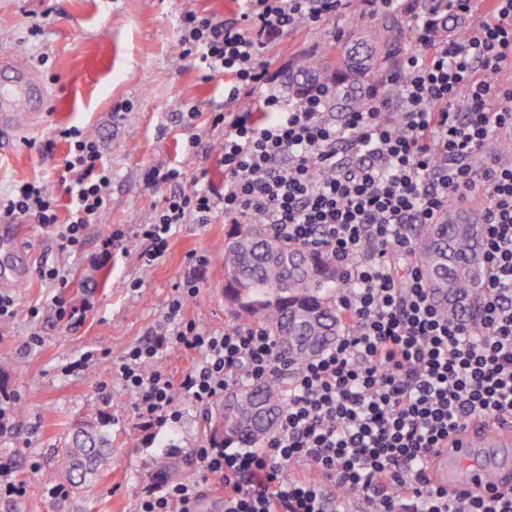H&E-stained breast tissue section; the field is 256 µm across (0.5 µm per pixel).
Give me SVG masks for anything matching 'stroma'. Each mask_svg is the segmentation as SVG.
<instances>
[{"instance_id":"35a3bbf8","label":"stroma","mask_w":512,"mask_h":512,"mask_svg":"<svg viewBox=\"0 0 512 512\" xmlns=\"http://www.w3.org/2000/svg\"><path fill=\"white\" fill-rule=\"evenodd\" d=\"M228 19L235 0H0V52L9 51L49 88L48 115L18 133L9 148L0 147V193L29 179L53 190L59 218H67L70 197L61 177L68 143L60 130L76 126L100 140L112 167L110 204L99 223L89 225L79 256L62 253L54 233L19 222L25 257L19 270L0 273V292L17 302L14 318L0 324V393L19 397L11 427L0 433V456L11 459L16 477L28 485L24 499L0 495V512H138L156 459L169 447L185 452L205 444L212 408L186 396L176 402L178 417L165 426L142 427L132 394L112 376L113 363L133 347L152 340L165 322L168 304L182 280L191 254L208 258L200 292L182 311L184 319L220 331L234 319L220 296L224 286L223 242L229 227L221 211L208 224L178 225L165 256L142 266L137 247L106 252L104 240L113 225L133 228L154 223L171 193L144 181L157 163L182 170L184 188L200 181L215 193L224 190L217 163L223 128L212 125L224 109V76H206L193 57L184 56L180 20L185 12ZM358 20L347 13L318 23L300 24L269 43L263 59L292 79L293 61L301 53H318L334 34L361 39L376 18L359 6ZM42 30L30 34L31 22ZM199 115L192 125L180 119L188 108ZM62 266L66 288L48 283L43 268ZM71 304L88 305L82 322L59 320L55 295ZM38 316H31V307ZM95 356L81 373H66L81 355ZM104 422L112 441L108 467L81 493L56 495L43 483L56 465L72 427L81 421Z\"/></svg>"}]
</instances>
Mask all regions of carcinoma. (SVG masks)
Returning a JSON list of instances; mask_svg holds the SVG:
<instances>
[{"label":"carcinoma","instance_id":"obj_1","mask_svg":"<svg viewBox=\"0 0 512 512\" xmlns=\"http://www.w3.org/2000/svg\"><path fill=\"white\" fill-rule=\"evenodd\" d=\"M440 9L437 0H422L413 13L383 11L355 45L336 40L324 56L303 54L295 60L300 73H312L335 86L346 81L373 82L399 69L401 53L416 18ZM481 207L448 205L437 224L412 228L413 258L442 311L473 320L484 280L480 258ZM224 300L236 323L264 328L277 343V361L297 365L330 348L342 331L336 308V268L306 247L272 235L257 218L235 224L224 240ZM286 403L281 382L269 379L224 397L216 406L209 440L219 448L236 444L255 448L268 435ZM109 437L97 422L77 424L63 448L60 465L44 480H65L78 491L108 462ZM153 474L160 480L191 478L181 453L165 454Z\"/></svg>","mask_w":512,"mask_h":512}]
</instances>
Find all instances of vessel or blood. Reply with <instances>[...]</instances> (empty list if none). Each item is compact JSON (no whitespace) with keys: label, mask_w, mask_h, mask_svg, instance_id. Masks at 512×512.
<instances>
[{"label":"vessel or blood","mask_w":512,"mask_h":512,"mask_svg":"<svg viewBox=\"0 0 512 512\" xmlns=\"http://www.w3.org/2000/svg\"><path fill=\"white\" fill-rule=\"evenodd\" d=\"M39 79L9 62L0 63V131L12 134L33 125L40 117L35 103L47 98ZM512 443V420L494 418L482 421L467 432L450 437L447 447L433 451L428 471L438 486L448 490L477 491L490 484L512 487V470L505 464H486L479 457L492 448Z\"/></svg>","instance_id":"obj_1"}]
</instances>
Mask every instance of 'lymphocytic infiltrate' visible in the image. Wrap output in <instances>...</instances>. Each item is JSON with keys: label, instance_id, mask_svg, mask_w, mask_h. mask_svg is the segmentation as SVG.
Instances as JSON below:
<instances>
[{"label": "lymphocytic infiltrate", "instance_id": "obj_1", "mask_svg": "<svg viewBox=\"0 0 512 512\" xmlns=\"http://www.w3.org/2000/svg\"><path fill=\"white\" fill-rule=\"evenodd\" d=\"M234 18L187 12L181 44L207 76L226 75L218 163L224 193L183 190V173L150 166L147 185L171 187L156 220L136 230L115 226L106 243H139L150 267L168 250L176 225L228 224L260 216L274 234L323 254L341 272L337 304L347 327L333 347L279 371L276 344L258 326L223 331L180 321L197 297L208 259L191 255L154 339L132 348L112 374L135 396L143 426L175 419L185 394L206 406L238 388L280 377L286 405L273 433L255 448L195 451L202 470L224 487V512H338L356 495L360 512H512V489L449 496L425 469L432 449L478 419L512 417V164L481 159L491 133L512 132V0H451V15L470 19L464 35L436 20L414 29L415 47L389 81L392 98L368 87L359 108L329 119L332 83L314 80L298 95L277 89L262 61L266 43L300 23L334 17L350 0H237ZM69 142L65 186L74 204L60 221L57 200L22 181L0 196V221L31 219L56 231L60 251L82 250L88 225L109 202L112 170L99 141L78 127ZM345 144L354 160L336 158ZM479 197L485 280L478 325L446 317L411 263V224L435 223L449 199ZM197 363L180 379L157 369L164 350ZM203 488L170 481L141 496L139 512H195Z\"/></svg>", "mask_w": 512, "mask_h": 512}]
</instances>
